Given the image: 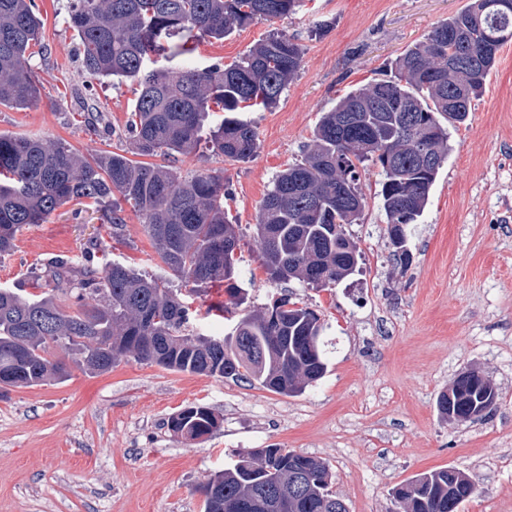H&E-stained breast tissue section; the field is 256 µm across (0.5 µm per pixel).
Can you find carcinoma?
<instances>
[{
    "mask_svg": "<svg viewBox=\"0 0 512 512\" xmlns=\"http://www.w3.org/2000/svg\"><path fill=\"white\" fill-rule=\"evenodd\" d=\"M300 0H69L68 23L79 42L83 72L98 82L132 81L140 93L127 128L129 147L87 157L53 139L0 134V256L17 234L43 224L61 206L81 199L98 206L118 236L123 205L139 216L164 265L189 292L222 283L231 306L242 300L235 281L240 235L224 208L232 195L226 172L184 178L170 166L127 157L195 155L201 146L231 163L258 147L255 127L237 117L207 123L223 112L271 109L298 75L303 47L283 31L250 46L229 65L188 64L194 43L221 40L246 26L282 18ZM41 19L34 0H0V105L28 108L40 81L28 50ZM512 41V0H469L395 60V73L339 98L322 113L303 159L282 170L265 195L254 242L274 282L271 264L288 266L285 280L312 286L340 281L359 269L361 252L344 225L364 208L361 172L383 176L387 224H414L448 157V126L463 123L485 85L496 53ZM431 161L418 160L421 151ZM341 231H336V228ZM319 268L328 281L309 276ZM39 294L0 288V390L34 387L70 376L71 366L103 373L132 358L165 370L256 382L292 396L327 369L316 313L299 301L275 300L249 312L222 336L185 333L188 306L159 277L118 263L102 271L63 259L49 262ZM69 298L73 304L66 303ZM492 382L458 374L437 398L438 413H487L497 400ZM168 427L196 440L218 417L205 406L171 416ZM328 465L288 448L237 453L220 479L202 486L204 512H348L330 489ZM474 493L468 476L445 467L420 473L391 489L401 512H452L450 503Z\"/></svg>",
    "mask_w": 512,
    "mask_h": 512,
    "instance_id": "1",
    "label": "carcinoma"
}]
</instances>
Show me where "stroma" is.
<instances>
[{
    "instance_id": "35a3bbf8",
    "label": "stroma",
    "mask_w": 512,
    "mask_h": 512,
    "mask_svg": "<svg viewBox=\"0 0 512 512\" xmlns=\"http://www.w3.org/2000/svg\"><path fill=\"white\" fill-rule=\"evenodd\" d=\"M468 0H303L294 14L252 24L223 40L196 42L201 66L231 63L277 29L299 36L301 69L277 106L244 113L259 148L225 164L204 152L179 157L184 176L226 171L230 213L242 233V309L225 310L215 283L193 303L187 331L224 335L241 311L288 297L306 303L324 325L327 372L296 396L259 384L174 372L132 359L111 371L72 369L63 382L14 388L0 397V512H204L199 485L239 449L290 448L325 461L332 489L348 512H397L393 486L454 466L475 487L459 512H512V43L497 54L465 124L449 128L448 158L422 216L408 230L411 261L388 245L381 178L361 179L365 207L346 230L362 252L361 269L316 288L269 281L253 244V226L276 175L301 160L322 112L337 98L380 79L391 61ZM43 20L31 64L41 81L37 105L0 107V133L49 137L85 154L125 148L135 84H88L68 24V0H35ZM334 27L310 31L322 18ZM105 127L86 130L83 102ZM113 237L95 207L68 204L46 223L25 227L0 258V286L36 292L49 261L102 269L107 261L165 277L140 218L126 212ZM474 370L497 388L482 420L448 424L435 406L459 373ZM204 405L218 428L188 441L168 418Z\"/></svg>"
}]
</instances>
